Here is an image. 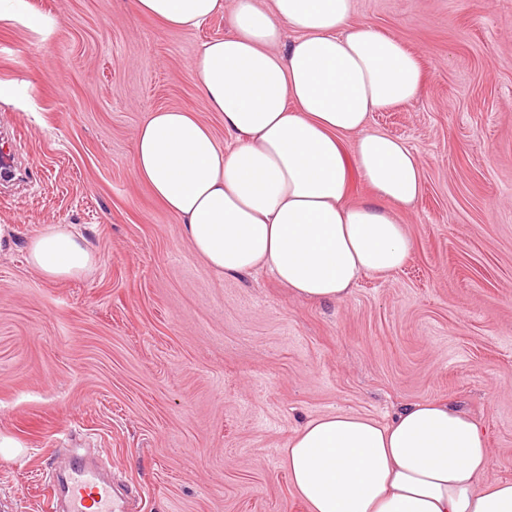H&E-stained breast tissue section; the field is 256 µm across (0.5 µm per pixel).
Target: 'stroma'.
<instances>
[{
  "label": "stroma",
  "instance_id": "stroma-1",
  "mask_svg": "<svg viewBox=\"0 0 512 512\" xmlns=\"http://www.w3.org/2000/svg\"><path fill=\"white\" fill-rule=\"evenodd\" d=\"M47 41L0 21V104L25 188L0 193V512H51L59 448H94L142 490V512H308L284 460L296 429L346 412L386 422L448 401L477 420L489 479L512 481V0H355L356 21L421 65L412 102L374 113L425 171L401 215L413 250L340 303L264 271L215 273L133 172L151 112L182 108L233 139L188 64L225 17L176 30L131 0H29ZM49 224L97 256L49 280L26 260Z\"/></svg>",
  "mask_w": 512,
  "mask_h": 512
}]
</instances>
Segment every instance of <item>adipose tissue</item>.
I'll return each mask as SVG.
<instances>
[{"mask_svg":"<svg viewBox=\"0 0 512 512\" xmlns=\"http://www.w3.org/2000/svg\"><path fill=\"white\" fill-rule=\"evenodd\" d=\"M133 8L178 30L225 12L224 0H133ZM353 13L354 0H234L229 34L189 64L233 147L186 110L153 112L139 127L135 177L182 220L215 272L265 269L299 297L341 302L360 276L389 274L409 256L398 213L420 197L423 167L369 123L414 100L423 75L397 39L353 23ZM355 173L371 196L352 204ZM27 255L53 280L96 262L58 224L31 238ZM490 463L478 423L440 400L406 405L385 424L321 416L286 453L309 512H512V482L489 480Z\"/></svg>","mask_w":512,"mask_h":512,"instance_id":"1","label":"adipose tissue"}]
</instances>
